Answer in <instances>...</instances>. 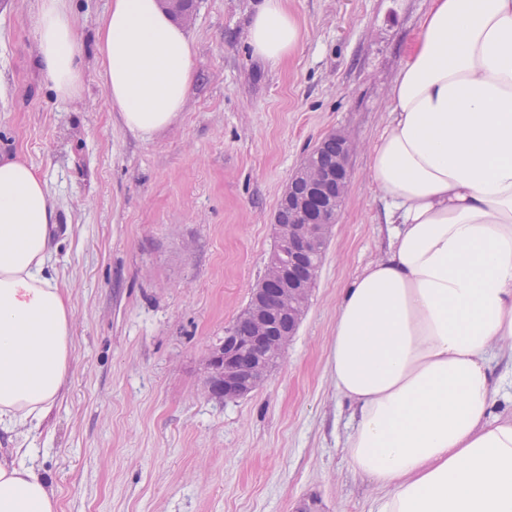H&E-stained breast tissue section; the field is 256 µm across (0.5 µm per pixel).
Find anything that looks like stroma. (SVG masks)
I'll use <instances>...</instances> for the list:
<instances>
[{
    "mask_svg": "<svg viewBox=\"0 0 512 512\" xmlns=\"http://www.w3.org/2000/svg\"><path fill=\"white\" fill-rule=\"evenodd\" d=\"M261 0H197L196 80L166 129L142 137L112 107L96 60L110 0H71L84 89L59 98L34 65L38 0H0V153L44 178L49 272L74 312L73 364L34 466L60 512H373L380 489L343 448L351 407L328 355L343 288L388 250L369 149L430 0H286L298 51L253 58ZM357 144L309 304L272 378L222 402L202 363L246 306L303 157L335 131Z\"/></svg>",
    "mask_w": 512,
    "mask_h": 512,
    "instance_id": "stroma-1",
    "label": "stroma"
}]
</instances>
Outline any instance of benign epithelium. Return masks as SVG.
Wrapping results in <instances>:
<instances>
[{"instance_id":"7a95c632","label":"benign epithelium","mask_w":512,"mask_h":512,"mask_svg":"<svg viewBox=\"0 0 512 512\" xmlns=\"http://www.w3.org/2000/svg\"><path fill=\"white\" fill-rule=\"evenodd\" d=\"M179 21L193 20L189 0H161ZM338 150L335 160L318 179L309 180L300 166L292 175L282 199L291 220L277 224V249L270 255L263 277L250 290L241 315L255 326L249 336H238L233 327L224 340L209 349L203 366L202 389L209 398L235 401L250 395L267 382L276 365L273 356H284L307 310L317 272L309 281L295 279L291 268L304 258L325 253L339 209L345 199L355 143L340 131L333 133Z\"/></svg>"}]
</instances>
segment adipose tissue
<instances>
[{
  "label": "adipose tissue",
  "mask_w": 512,
  "mask_h": 512,
  "mask_svg": "<svg viewBox=\"0 0 512 512\" xmlns=\"http://www.w3.org/2000/svg\"><path fill=\"white\" fill-rule=\"evenodd\" d=\"M35 63L59 97L83 87L70 0H39ZM302 41L285 0H263L248 43L279 66ZM100 75L132 132L181 113L193 44L159 0H112ZM394 227L389 250L343 289L329 353L350 401L353 473L376 512H512V414L490 365L512 344V0H431L370 151ZM56 212L28 162L0 154V430L32 441L73 359L74 312L48 273ZM0 512H59L26 457L0 456Z\"/></svg>",
  "instance_id": "obj_1"
}]
</instances>
